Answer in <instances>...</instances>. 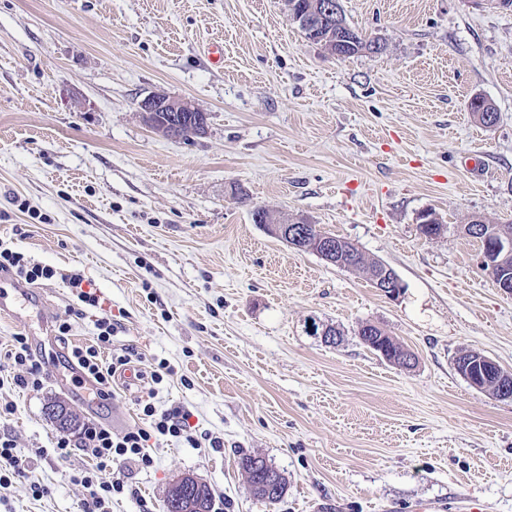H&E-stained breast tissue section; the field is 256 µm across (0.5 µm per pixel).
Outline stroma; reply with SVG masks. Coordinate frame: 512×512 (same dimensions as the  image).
I'll list each match as a JSON object with an SVG mask.
<instances>
[{
  "instance_id": "stroma-1",
  "label": "stroma",
  "mask_w": 512,
  "mask_h": 512,
  "mask_svg": "<svg viewBox=\"0 0 512 512\" xmlns=\"http://www.w3.org/2000/svg\"><path fill=\"white\" fill-rule=\"evenodd\" d=\"M342 7L381 53L330 55L284 0H0V246L57 272L0 316V401L16 406L0 435L26 461L0 512H82L88 493L71 476L93 461L78 448L57 457L49 405L122 432L142 426L146 397L190 410L203 445L150 441L153 466L126 463L107 512H162L182 474L210 486L212 512H512V399L455 367L473 350L512 372V294L463 231L512 222V9ZM154 93L194 102L205 134L151 129L138 105ZM476 97L495 126L473 117ZM258 207L351 241L395 270L401 294L288 247L254 223ZM428 209L445 226L432 240L418 227ZM71 273L98 306L81 305ZM73 308L83 316L58 339ZM104 313L113 349L146 361L141 384L95 401L54 353L92 344ZM365 323L415 366L367 348ZM328 326L338 345L322 341ZM17 334L45 343L37 388L14 384ZM162 362L173 373L156 386ZM241 450L285 475L281 502L253 496ZM368 329L374 330L376 332V335L377 336L379 335V336L377 338H376V336H373L375 334H371L372 336H360V333H358L361 342L366 347H368L371 350L376 352L377 350L374 349L373 346L375 343H378L380 348L385 349L386 355H387L386 360L388 362H390L398 367L406 368V369L411 368L415 365L416 359L413 364H407V363L401 362V357L405 353H410V352L407 349H405L401 344L397 343L391 336H388L383 330H381L380 328H378L376 326L370 327ZM380 336H381V338H380ZM375 338H376V340L374 341L373 339H375ZM364 340L372 341L371 342L372 345L367 344Z\"/></svg>"
}]
</instances>
